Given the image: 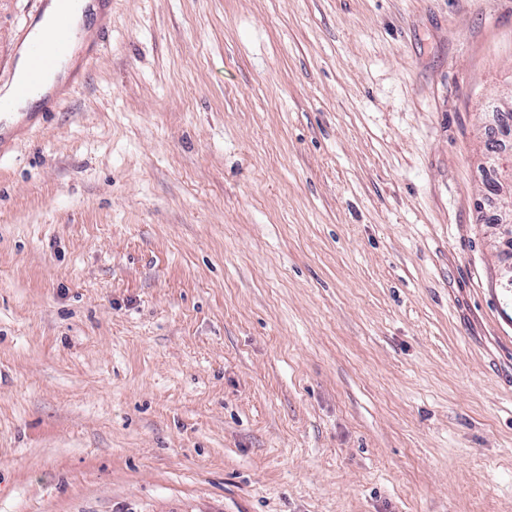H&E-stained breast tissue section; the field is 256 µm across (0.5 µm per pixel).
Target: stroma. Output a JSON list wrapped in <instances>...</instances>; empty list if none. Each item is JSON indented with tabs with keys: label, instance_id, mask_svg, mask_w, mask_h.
Here are the masks:
<instances>
[{
	"label": "stroma",
	"instance_id": "stroma-1",
	"mask_svg": "<svg viewBox=\"0 0 512 512\" xmlns=\"http://www.w3.org/2000/svg\"><path fill=\"white\" fill-rule=\"evenodd\" d=\"M110 12L0 159V512H512V0ZM502 181L508 185L496 198L488 193L486 195L491 197L495 201L496 210L495 218L500 224V231L503 236H508L510 239L512 238V192L510 188V180L505 181L502 178Z\"/></svg>",
	"mask_w": 512,
	"mask_h": 512
}]
</instances>
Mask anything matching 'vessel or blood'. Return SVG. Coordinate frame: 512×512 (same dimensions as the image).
Returning a JSON list of instances; mask_svg holds the SVG:
<instances>
[{
	"instance_id": "1",
	"label": "vessel or blood",
	"mask_w": 512,
	"mask_h": 512,
	"mask_svg": "<svg viewBox=\"0 0 512 512\" xmlns=\"http://www.w3.org/2000/svg\"><path fill=\"white\" fill-rule=\"evenodd\" d=\"M72 34L67 15H59L44 36L29 41L27 45L28 67L24 80L14 85L13 98L0 97V112L8 111L13 106L14 98L29 95L37 88L46 73L56 62L66 56L71 48ZM56 108L54 102H44L40 111L26 113L21 123L7 125L0 121V157L5 156L16 146L24 129L48 124Z\"/></svg>"
}]
</instances>
